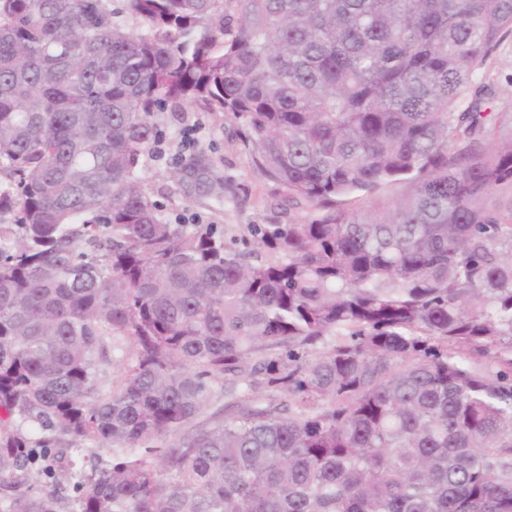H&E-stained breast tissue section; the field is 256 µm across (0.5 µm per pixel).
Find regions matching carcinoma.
<instances>
[{"label":"carcinoma","instance_id":"obj_1","mask_svg":"<svg viewBox=\"0 0 512 512\" xmlns=\"http://www.w3.org/2000/svg\"><path fill=\"white\" fill-rule=\"evenodd\" d=\"M233 2L0 0V512H512V0ZM186 105L313 218L165 221ZM497 80V109L512 114V47L506 45L488 61Z\"/></svg>","mask_w":512,"mask_h":512}]
</instances>
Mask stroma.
Returning <instances> with one entry per match:
<instances>
[{"label":"stroma","instance_id":"obj_1","mask_svg":"<svg viewBox=\"0 0 512 512\" xmlns=\"http://www.w3.org/2000/svg\"><path fill=\"white\" fill-rule=\"evenodd\" d=\"M185 118L164 112L159 122L164 139L159 148L163 159L147 160L141 176L151 200L158 204L162 217L173 224H216L224 229L225 241L248 234L253 224H285L304 219L305 210L284 208L283 188L266 179L255 168L252 156L242 144L240 122L219 113L206 112L196 106L185 109ZM190 135H183V128ZM206 148L223 168L227 178L237 185L235 197L223 206L209 207L184 202L168 174V160L182 150L186 142Z\"/></svg>","mask_w":512,"mask_h":512}]
</instances>
